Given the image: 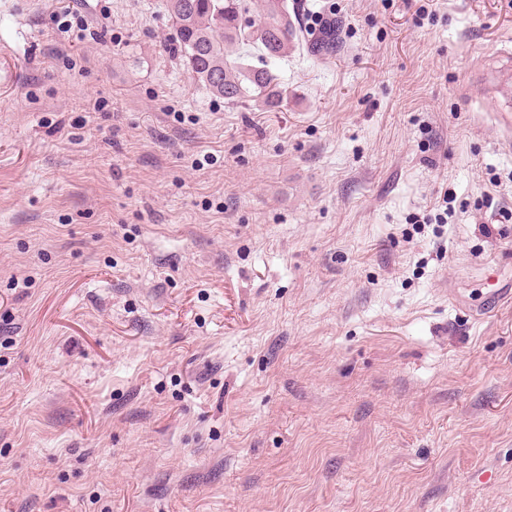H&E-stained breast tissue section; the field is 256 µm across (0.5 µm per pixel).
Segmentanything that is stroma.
I'll use <instances>...</instances> for the list:
<instances>
[{
	"instance_id": "1",
	"label": "stroma",
	"mask_w": 512,
	"mask_h": 512,
	"mask_svg": "<svg viewBox=\"0 0 512 512\" xmlns=\"http://www.w3.org/2000/svg\"><path fill=\"white\" fill-rule=\"evenodd\" d=\"M288 9L271 110L0 0V512H512V0ZM307 51L314 54L327 53L336 48V20L323 22L320 35L312 41L305 42Z\"/></svg>"
}]
</instances>
